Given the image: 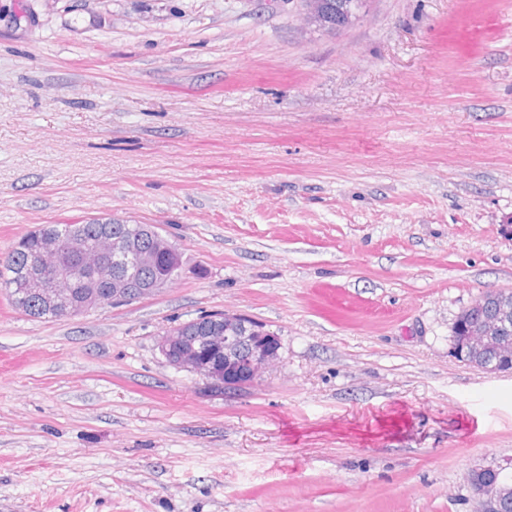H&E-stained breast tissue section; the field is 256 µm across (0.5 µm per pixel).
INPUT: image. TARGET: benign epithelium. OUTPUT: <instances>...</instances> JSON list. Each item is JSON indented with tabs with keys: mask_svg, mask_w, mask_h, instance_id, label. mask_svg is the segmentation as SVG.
<instances>
[{
	"mask_svg": "<svg viewBox=\"0 0 512 512\" xmlns=\"http://www.w3.org/2000/svg\"><path fill=\"white\" fill-rule=\"evenodd\" d=\"M164 253L176 261L177 251L166 241L158 242L154 251L138 247L136 231L112 238L88 250L75 239L67 247L47 238L40 242L36 254L29 262L28 287L45 303L55 305L59 299V283L71 276L67 256L76 254L83 266L95 278L110 280L114 305L130 304L150 296L169 285V275L160 272L156 256ZM112 256L116 271L103 261ZM487 292H481L456 318L451 336V350L462 362H476L488 373L512 370V336L503 335L512 312L503 310L497 315L485 313ZM180 336H167L161 351L169 363L204 376L211 384L224 388V392L240 391L254 382L280 357L279 338L236 314H224V334L206 337L207 347L224 350V366L206 359L200 350L182 347ZM505 471L503 467H484L471 471L469 485L479 501V512H488L492 505L512 496V477L491 480L488 474Z\"/></svg>",
	"mask_w": 512,
	"mask_h": 512,
	"instance_id": "1",
	"label": "benign epithelium"
}]
</instances>
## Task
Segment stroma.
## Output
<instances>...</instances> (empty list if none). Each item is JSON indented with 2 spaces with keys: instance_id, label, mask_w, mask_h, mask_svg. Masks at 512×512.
<instances>
[{
  "instance_id": "obj_1",
  "label": "stroma",
  "mask_w": 512,
  "mask_h": 512,
  "mask_svg": "<svg viewBox=\"0 0 512 512\" xmlns=\"http://www.w3.org/2000/svg\"><path fill=\"white\" fill-rule=\"evenodd\" d=\"M0 0V255L158 225L183 272L63 319L0 295V512H476L512 371L451 353L512 291V0ZM234 313L281 340L210 392L160 351ZM365 7L366 0H301V6L307 17L327 32H335L349 26L355 9Z\"/></svg>"
}]
</instances>
